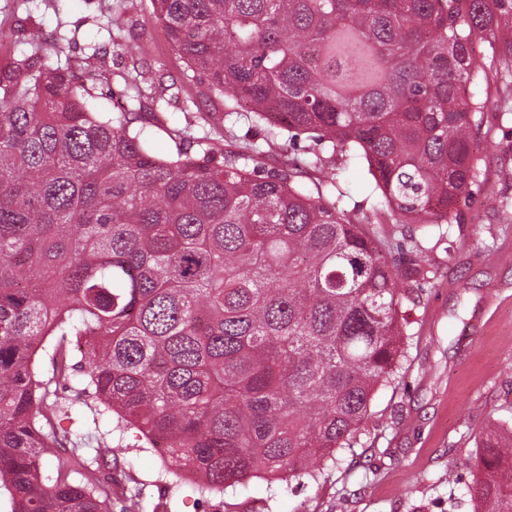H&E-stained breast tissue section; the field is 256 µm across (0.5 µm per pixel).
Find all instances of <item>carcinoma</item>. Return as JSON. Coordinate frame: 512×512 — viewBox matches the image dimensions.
I'll list each match as a JSON object with an SVG mask.
<instances>
[{"label":"carcinoma","mask_w":512,"mask_h":512,"mask_svg":"<svg viewBox=\"0 0 512 512\" xmlns=\"http://www.w3.org/2000/svg\"><path fill=\"white\" fill-rule=\"evenodd\" d=\"M177 54L269 138L313 134L290 169L214 139L161 155L141 114L97 112L68 68L28 56L0 73V488L12 512H106V490L42 457L58 404L34 358L83 338L76 402L165 442L203 495L251 479L316 481L354 447L373 392L404 356L398 309L427 280L380 256L336 193L327 152L361 156L397 224H449L480 177L484 102L512 69L481 65L501 0H151ZM323 171L310 190L305 168ZM472 512H512V432L474 448Z\"/></svg>","instance_id":"cac0c4a2"}]
</instances>
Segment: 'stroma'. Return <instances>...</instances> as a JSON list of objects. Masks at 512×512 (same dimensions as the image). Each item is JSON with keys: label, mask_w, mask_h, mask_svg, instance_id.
Segmentation results:
<instances>
[{"label": "stroma", "mask_w": 512, "mask_h": 512, "mask_svg": "<svg viewBox=\"0 0 512 512\" xmlns=\"http://www.w3.org/2000/svg\"><path fill=\"white\" fill-rule=\"evenodd\" d=\"M125 18L122 28L113 12ZM0 69L31 54L34 44L70 42L76 76L95 50L105 57L94 84L97 102L112 112L146 95L142 120L158 153L224 133V101L186 80L187 65L153 15L151 0H0ZM138 45L139 55L121 54ZM145 81L134 84L132 69ZM472 90L485 103L473 149L481 175L456 205L449 224H395L378 205L365 166L337 158V183L348 213L365 224L383 259L397 269L419 261L429 281L404 299L405 355L394 386L378 388L371 416L353 449L339 453L319 482L262 479L199 495L170 473L168 461L125 435L130 450L112 471L113 512L140 494L144 512H470L466 484L481 430L512 427V78ZM232 143L258 148L262 168H281L310 144L266 139L239 124Z\"/></svg>", "instance_id": "obj_1"}]
</instances>
